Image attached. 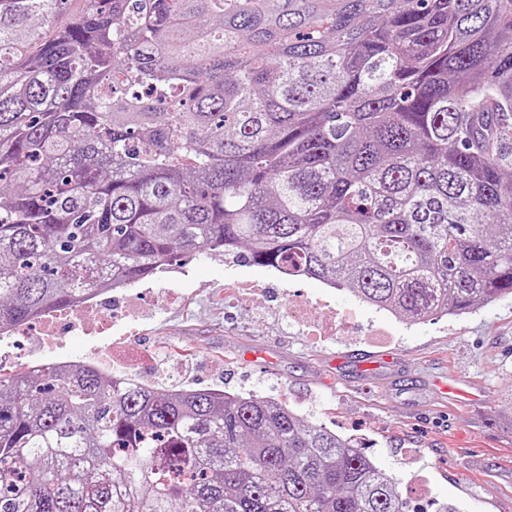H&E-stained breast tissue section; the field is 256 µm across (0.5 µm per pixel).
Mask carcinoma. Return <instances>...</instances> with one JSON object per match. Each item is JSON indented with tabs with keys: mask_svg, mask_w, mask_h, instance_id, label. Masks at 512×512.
I'll return each mask as SVG.
<instances>
[{
	"mask_svg": "<svg viewBox=\"0 0 512 512\" xmlns=\"http://www.w3.org/2000/svg\"><path fill=\"white\" fill-rule=\"evenodd\" d=\"M409 321L512 295V0H0V330L190 253ZM0 512H406L273 398L0 372Z\"/></svg>",
	"mask_w": 512,
	"mask_h": 512,
	"instance_id": "carcinoma-1",
	"label": "carcinoma"
}]
</instances>
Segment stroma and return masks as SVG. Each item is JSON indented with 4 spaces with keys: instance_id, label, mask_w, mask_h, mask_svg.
I'll return each instance as SVG.
<instances>
[{
    "instance_id": "obj_1",
    "label": "stroma",
    "mask_w": 512,
    "mask_h": 512,
    "mask_svg": "<svg viewBox=\"0 0 512 512\" xmlns=\"http://www.w3.org/2000/svg\"><path fill=\"white\" fill-rule=\"evenodd\" d=\"M176 280L138 283L144 306L98 336L65 331L76 356L111 352L112 372L166 389L167 349L189 351L178 388L273 396L309 421L354 439L398 480L411 512H512V296L461 316L395 318L348 287L288 284L268 267L194 253ZM251 280L261 303L224 302ZM315 306L310 326L285 322V300Z\"/></svg>"
}]
</instances>
